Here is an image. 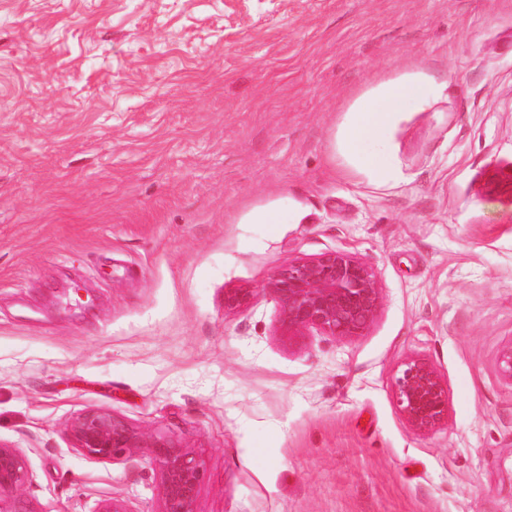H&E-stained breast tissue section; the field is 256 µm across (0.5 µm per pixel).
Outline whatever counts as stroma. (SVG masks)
I'll return each instance as SVG.
<instances>
[{
	"mask_svg": "<svg viewBox=\"0 0 512 512\" xmlns=\"http://www.w3.org/2000/svg\"><path fill=\"white\" fill-rule=\"evenodd\" d=\"M408 79L379 182L344 131ZM334 250L378 314L282 336L270 277ZM511 346L512 0H0V443L34 512H160L146 456L77 450L90 411L200 456L196 512H512ZM408 356L448 388L428 433ZM288 221V211L269 207H255L247 215L249 224H284ZM399 412L414 432L426 433L448 422V389L427 359L408 356L393 381Z\"/></svg>",
	"mask_w": 512,
	"mask_h": 512,
	"instance_id": "1",
	"label": "stroma"
}]
</instances>
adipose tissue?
<instances>
[{
    "mask_svg": "<svg viewBox=\"0 0 512 512\" xmlns=\"http://www.w3.org/2000/svg\"><path fill=\"white\" fill-rule=\"evenodd\" d=\"M426 96V86L420 81H390L355 113L345 132V147L374 178L384 180L390 175L389 165L378 147L399 113L409 105L423 103Z\"/></svg>",
    "mask_w": 512,
    "mask_h": 512,
    "instance_id": "ef3b65f1",
    "label": "adipose tissue"
}]
</instances>
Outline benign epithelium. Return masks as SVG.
Instances as JSON below:
<instances>
[{"instance_id": "7a95c632", "label": "benign epithelium", "mask_w": 512, "mask_h": 512, "mask_svg": "<svg viewBox=\"0 0 512 512\" xmlns=\"http://www.w3.org/2000/svg\"><path fill=\"white\" fill-rule=\"evenodd\" d=\"M281 310L280 330L290 338L316 329L342 339L361 335L381 306V288L373 269L345 251H330L297 259L277 270L268 283ZM247 288L224 289V309L246 304ZM399 412L416 433L448 422V389L427 359L408 356L393 381ZM77 449L99 461L127 458L140 448L161 471L160 512H196L198 487L204 475L202 459L166 437H146L107 412H88L71 427ZM34 474L26 455L0 444V512H35L22 495ZM89 512H131L115 499L96 501Z\"/></svg>"}]
</instances>
